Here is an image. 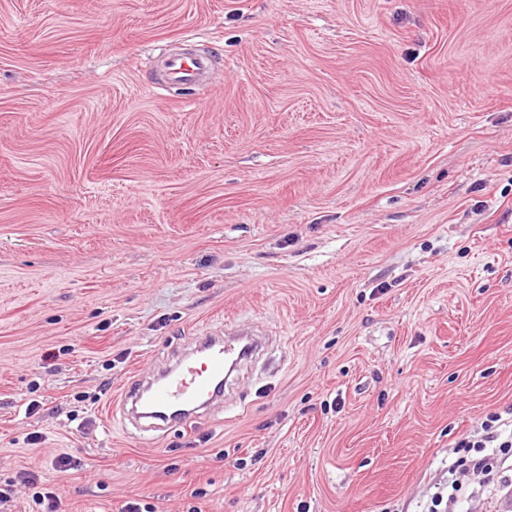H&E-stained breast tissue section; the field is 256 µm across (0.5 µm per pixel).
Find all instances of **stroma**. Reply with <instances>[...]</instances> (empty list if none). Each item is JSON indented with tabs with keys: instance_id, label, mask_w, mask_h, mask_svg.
<instances>
[{
	"instance_id": "stroma-1",
	"label": "stroma",
	"mask_w": 512,
	"mask_h": 512,
	"mask_svg": "<svg viewBox=\"0 0 512 512\" xmlns=\"http://www.w3.org/2000/svg\"><path fill=\"white\" fill-rule=\"evenodd\" d=\"M227 321L223 404L108 415ZM494 412L512 0H0V512H423ZM163 60V72L166 82L173 86L200 83L208 66L207 57L195 55L189 51L166 54Z\"/></svg>"
}]
</instances>
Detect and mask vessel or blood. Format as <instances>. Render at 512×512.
I'll list each match as a JSON object with an SVG mask.
<instances>
[{
	"label": "vessel or blood",
	"instance_id": "vessel-or-blood-1",
	"mask_svg": "<svg viewBox=\"0 0 512 512\" xmlns=\"http://www.w3.org/2000/svg\"><path fill=\"white\" fill-rule=\"evenodd\" d=\"M208 66V58L188 51L166 55L162 64L164 78L173 86L200 82ZM262 348L254 331L227 324L197 337L192 355L154 380L124 387L119 407L144 432L185 425L200 410L222 399L232 379L230 366L251 361Z\"/></svg>",
	"mask_w": 512,
	"mask_h": 512
}]
</instances>
